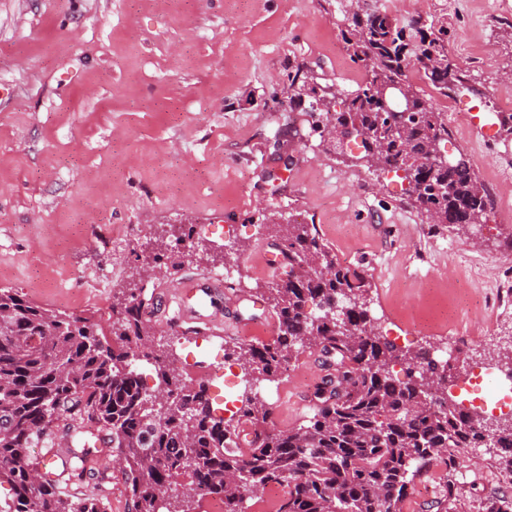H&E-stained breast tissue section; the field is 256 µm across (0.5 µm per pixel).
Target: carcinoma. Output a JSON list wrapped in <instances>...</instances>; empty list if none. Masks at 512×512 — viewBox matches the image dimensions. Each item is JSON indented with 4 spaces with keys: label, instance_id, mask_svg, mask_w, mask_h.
Listing matches in <instances>:
<instances>
[{
    "label": "carcinoma",
    "instance_id": "carcinoma-1",
    "mask_svg": "<svg viewBox=\"0 0 512 512\" xmlns=\"http://www.w3.org/2000/svg\"><path fill=\"white\" fill-rule=\"evenodd\" d=\"M412 30L382 10L352 14L342 35L366 77L350 94L348 111L332 112L321 98L320 112L338 127L358 124L367 136L363 156L377 157L378 169L406 171L414 182L407 194L421 213L437 215L444 227L480 225L491 199L464 156L448 168L428 165L448 140V121L414 89L411 63L441 95L470 87L448 62V28L432 22ZM395 81L415 104L404 139L375 105L379 88ZM271 231L282 278L258 294L274 312L278 334L269 342H236L224 357L260 382L281 376L300 353H316L325 375L308 423L271 430L266 402L248 397L238 421L253 427L252 438L241 449L239 426L215 414L206 387L185 383L166 352L153 349L141 288L121 292L106 327L0 289V484L11 490L0 512H106L99 499L63 493L85 478L79 462L100 442L122 469L132 512H191L184 504L205 495L221 498L224 512H242L246 495L274 483L286 487L276 512H383L386 497L401 512L423 465L456 471L450 448L489 446L498 473L512 477V423L489 436L475 409L448 405V386L435 397L394 377L398 363L411 369L425 362L436 376L448 364L428 362L426 349L404 350L375 332L370 282L337 261L317 225L290 220ZM310 303L340 307L359 335L309 312ZM140 353L157 377L150 392L134 366ZM171 386L177 396L165 408L156 393ZM32 448L44 449L54 479L41 473ZM485 512H512V500L491 495Z\"/></svg>",
    "mask_w": 512,
    "mask_h": 512
}]
</instances>
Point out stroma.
<instances>
[{
    "label": "stroma",
    "instance_id": "stroma-1",
    "mask_svg": "<svg viewBox=\"0 0 512 512\" xmlns=\"http://www.w3.org/2000/svg\"><path fill=\"white\" fill-rule=\"evenodd\" d=\"M386 10L404 26L448 27V59L466 76L462 109L496 123L493 144L449 126L494 199L477 227L429 224L395 173L340 154L319 131L320 113L293 80L344 97L364 78L341 35L353 8ZM512 0H0V288L77 317L112 320V296L131 282L142 244L175 226L189 230L182 265L146 280L158 343L186 367L241 330L266 327L271 309L254 295L276 280L270 226L316 224L337 258L371 283L376 332L399 347L464 342L459 380L497 363L512 335ZM233 251L236 281H216ZM194 287L182 315L173 297ZM324 372L303 352L282 376L253 385L237 370L205 377L216 411L266 396L269 428L313 414ZM105 453L71 494L95 495L108 512H130L122 476ZM488 449L462 456L449 512H484L500 489ZM439 465L414 480L402 512H430Z\"/></svg>",
    "mask_w": 512,
    "mask_h": 512
}]
</instances>
